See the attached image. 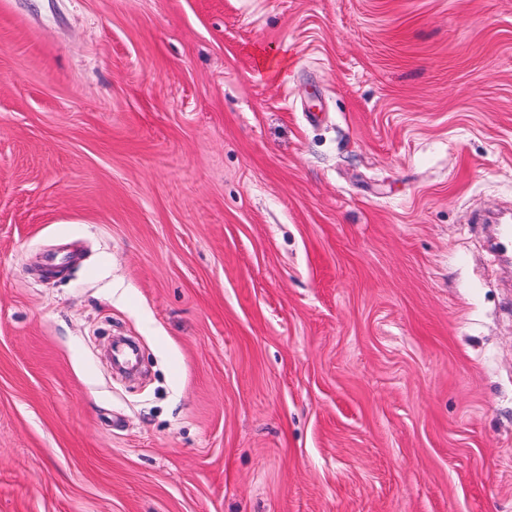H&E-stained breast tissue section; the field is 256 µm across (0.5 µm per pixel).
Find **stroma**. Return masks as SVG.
Wrapping results in <instances>:
<instances>
[{
    "label": "stroma",
    "mask_w": 512,
    "mask_h": 512,
    "mask_svg": "<svg viewBox=\"0 0 512 512\" xmlns=\"http://www.w3.org/2000/svg\"><path fill=\"white\" fill-rule=\"evenodd\" d=\"M506 206L512 0H0V512H512Z\"/></svg>",
    "instance_id": "stroma-1"
}]
</instances>
